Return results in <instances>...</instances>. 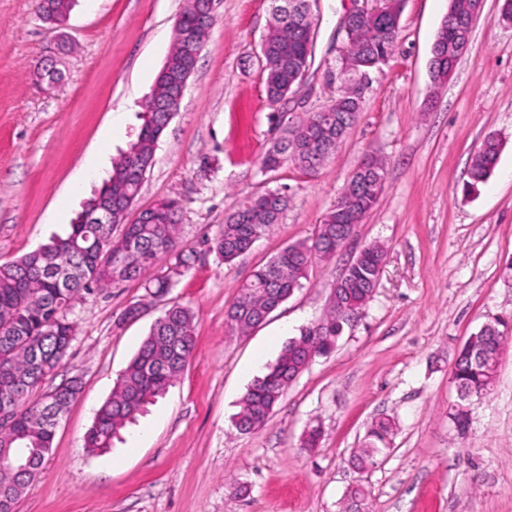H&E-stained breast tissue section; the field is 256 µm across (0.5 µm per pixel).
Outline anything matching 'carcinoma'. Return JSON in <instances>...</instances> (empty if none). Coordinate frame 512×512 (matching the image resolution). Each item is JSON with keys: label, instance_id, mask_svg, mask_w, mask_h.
Returning <instances> with one entry per match:
<instances>
[{"label": "carcinoma", "instance_id": "cac0c4a2", "mask_svg": "<svg viewBox=\"0 0 512 512\" xmlns=\"http://www.w3.org/2000/svg\"><path fill=\"white\" fill-rule=\"evenodd\" d=\"M75 0H38L41 18L49 20L71 12ZM472 0H453L445 16L448 42L438 50L434 74L438 82H447L458 59L456 45L471 34L469 6ZM281 0H272L271 18L263 36L264 89L268 102L279 105L298 87V75L312 59V21L308 12L289 13L281 9ZM402 0H391L365 20H356L344 33L342 58L364 64H384L399 35ZM181 26L208 39L212 24L203 18L199 0H188L181 13ZM171 71L176 73L193 61L186 47L176 42L168 54ZM359 96L347 88L329 108L313 112L299 123L293 137L283 129L261 161L265 171H275L291 163L305 174L322 169L359 116ZM161 113L145 115L137 139L127 152L143 156L153 152L155 136L160 132ZM500 144L486 139L473 157L464 191L473 192L489 178L496 164ZM139 162L126 152L113 163L112 172L100 189L117 201L138 197L142 176ZM350 191L340 194L325 214L314 235L283 247L268 263L258 267L242 284L239 294L227 310L232 332L245 335L262 322L267 310L279 300L288 299L303 286L316 259L336 254V244L352 235L355 225L376 205L385 187V168L381 160L367 155L348 182ZM287 196L267 190L247 197L226 216L213 250L230 263L251 250L254 241L279 224L287 207ZM182 207L167 198L141 216L147 224H127L121 237L112 236L107 224H72L64 237L0 265V412L10 414L0 424V453H5L0 470V512H14L17 500L40 473L53 447L59 418L80 392V379L73 376L45 391L33 401L30 396L53 376L67 357L74 325L68 314L85 294L105 290L120 281L141 280L147 296L165 297L172 275H150L157 261L178 248V225ZM387 251L381 244L366 246L336 279V299L326 316L317 324L300 330L282 349L268 371L247 388L235 417L242 433L264 427L274 407L295 376L306 364L329 353L344 327L360 318L377 287L378 268L385 264ZM195 314L188 306L173 304L155 320L135 356L117 380L110 397L97 411L85 442L95 452L112 447L113 437L135 420L144 406L162 395L185 370L194 345ZM496 321L471 335L455 360L454 384L462 393L448 408V418L459 429L466 428L463 407L473 398L487 395L497 379L498 362L508 336ZM393 435L389 420L373 423L361 447L354 450L352 465L364 472L376 467ZM367 496L364 485L348 494L347 512H362Z\"/></svg>", "mask_w": 512, "mask_h": 512}]
</instances>
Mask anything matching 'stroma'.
<instances>
[{
	"mask_svg": "<svg viewBox=\"0 0 512 512\" xmlns=\"http://www.w3.org/2000/svg\"><path fill=\"white\" fill-rule=\"evenodd\" d=\"M503 0H484L469 51L447 83L430 76L432 46L449 0H403L387 64L373 70L355 125L321 171H263L277 110L258 54L270 0H221L180 109L162 133L134 205L176 197L184 206L180 268L168 300L195 313V348L164 395L87 451L96 410L110 397L159 308L133 321L140 282L86 296L70 318L75 338L52 384L80 376L82 390L56 427L52 451L15 512H342L347 490L368 491L367 512H512V344L497 382L472 399L469 426L448 419L458 348L486 322L512 320V26ZM353 0H317L313 57L286 111L301 119L335 100L340 22ZM184 0H78L66 34L75 50L63 81L40 85L33 65L56 32L37 0H0V264L64 234L114 160L135 138L140 104L171 49ZM124 124L112 129V116ZM502 143L494 171L463 187L488 136ZM385 164V189L349 244L315 261L297 290L249 335L232 334L227 309L255 267L312 236L364 154ZM101 167L85 175L89 158ZM281 190L274 231L233 263L212 245L248 196ZM388 249L379 285L335 348L315 358L263 428L233 425L247 388L300 328L326 313L331 287L367 245ZM393 421L391 452L368 473L349 456L377 418ZM320 423L318 448L303 434Z\"/></svg>",
	"mask_w": 512,
	"mask_h": 512,
	"instance_id": "35a3bbf8",
	"label": "stroma"
}]
</instances>
